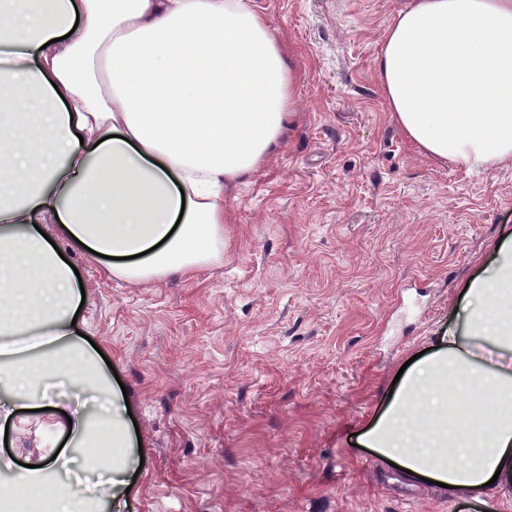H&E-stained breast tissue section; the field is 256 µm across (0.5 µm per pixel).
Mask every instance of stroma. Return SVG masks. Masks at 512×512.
<instances>
[{"instance_id":"35a3bbf8","label":"stroma","mask_w":512,"mask_h":512,"mask_svg":"<svg viewBox=\"0 0 512 512\" xmlns=\"http://www.w3.org/2000/svg\"><path fill=\"white\" fill-rule=\"evenodd\" d=\"M409 2L256 0L303 80L283 143L224 195L222 261L132 286L59 240L139 429L123 512H512V485L478 504L359 439L512 225V162L435 160L388 108L375 55ZM50 440L24 419L0 455Z\"/></svg>"}]
</instances>
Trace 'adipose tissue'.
Masks as SVG:
<instances>
[{
	"mask_svg": "<svg viewBox=\"0 0 512 512\" xmlns=\"http://www.w3.org/2000/svg\"><path fill=\"white\" fill-rule=\"evenodd\" d=\"M0 13V421L43 410L63 441L17 472L52 512L119 504L135 440L121 388L73 318L79 280L56 224L112 277L146 284L224 257V189L266 162L294 110L287 64L253 0H5ZM391 112L431 158L512 161V0H415L376 55ZM502 415L472 423L457 391ZM512 228L458 320L413 363L366 447L479 502L512 480ZM106 444L114 460L91 464Z\"/></svg>",
	"mask_w": 512,
	"mask_h": 512,
	"instance_id": "1",
	"label": "adipose tissue"
}]
</instances>
